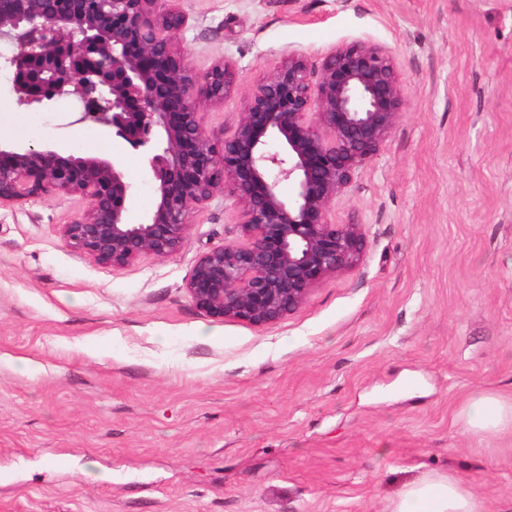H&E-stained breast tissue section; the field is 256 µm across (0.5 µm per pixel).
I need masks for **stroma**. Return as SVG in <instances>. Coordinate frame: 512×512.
Segmentation results:
<instances>
[{"mask_svg": "<svg viewBox=\"0 0 512 512\" xmlns=\"http://www.w3.org/2000/svg\"><path fill=\"white\" fill-rule=\"evenodd\" d=\"M197 72L236 86L203 111L230 131L287 57L392 48L407 90L376 163L333 209L361 221L360 267L257 328L198 310L202 254L242 204L197 205L180 252L115 270L61 229L84 204L0 209V512H387L406 483L453 473L512 512V428L468 431L479 391L512 401V0H180ZM112 144L102 152L99 143ZM0 142L106 155L154 202L147 148L26 109L0 72Z\"/></svg>", "mask_w": 512, "mask_h": 512, "instance_id": "obj_1", "label": "stroma"}]
</instances>
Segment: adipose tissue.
<instances>
[{
    "mask_svg": "<svg viewBox=\"0 0 512 512\" xmlns=\"http://www.w3.org/2000/svg\"><path fill=\"white\" fill-rule=\"evenodd\" d=\"M467 430L491 433L512 426V403L489 392L471 395L462 409ZM389 512H486L485 504L452 474H431L404 485Z\"/></svg>",
    "mask_w": 512,
    "mask_h": 512,
    "instance_id": "ef3b65f1",
    "label": "adipose tissue"
}]
</instances>
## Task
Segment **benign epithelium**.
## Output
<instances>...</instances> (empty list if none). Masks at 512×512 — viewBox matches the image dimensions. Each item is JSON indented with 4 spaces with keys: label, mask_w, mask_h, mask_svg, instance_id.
<instances>
[{
    "label": "benign epithelium",
    "mask_w": 512,
    "mask_h": 512,
    "mask_svg": "<svg viewBox=\"0 0 512 512\" xmlns=\"http://www.w3.org/2000/svg\"><path fill=\"white\" fill-rule=\"evenodd\" d=\"M176 2L0 0V40L14 47L0 68L13 72L17 104L67 101L129 145L150 146L155 193L145 222L130 224L132 186L117 164L0 144V208L80 197L86 207L63 225L64 239L120 270L180 251L194 207L221 192L243 204L238 239L202 255L186 291L206 314L263 328L297 311L324 278L361 265L363 225L330 214L401 120L406 89L392 51L376 43L338 45L316 71L293 52L217 138L201 110L224 105L236 75L223 59L202 74L190 66Z\"/></svg>",
    "instance_id": "obj_1"
}]
</instances>
